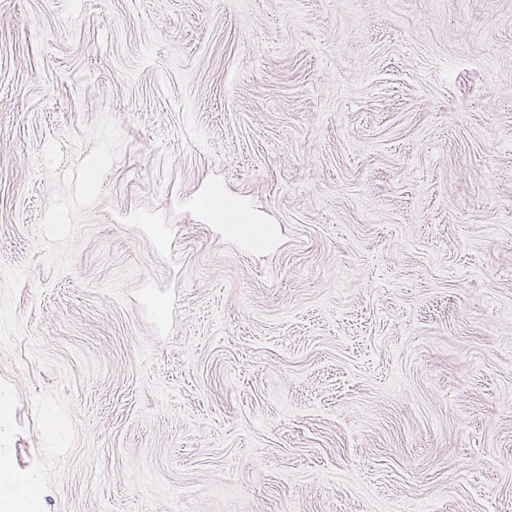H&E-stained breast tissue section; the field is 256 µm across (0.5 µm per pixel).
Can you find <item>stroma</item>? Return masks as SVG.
<instances>
[{"instance_id":"35a3bbf8","label":"stroma","mask_w":512,"mask_h":512,"mask_svg":"<svg viewBox=\"0 0 512 512\" xmlns=\"http://www.w3.org/2000/svg\"><path fill=\"white\" fill-rule=\"evenodd\" d=\"M0 457V512H512V0H0Z\"/></svg>"}]
</instances>
